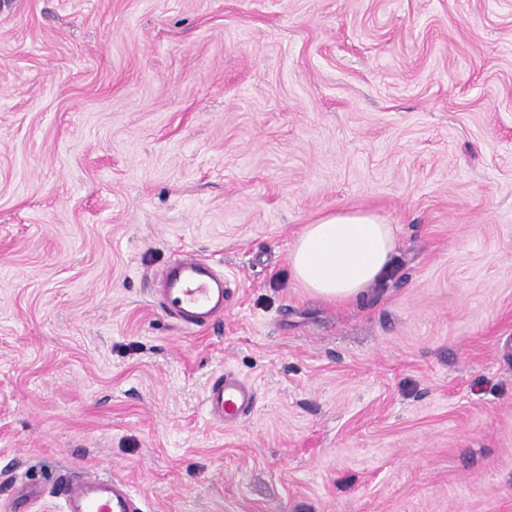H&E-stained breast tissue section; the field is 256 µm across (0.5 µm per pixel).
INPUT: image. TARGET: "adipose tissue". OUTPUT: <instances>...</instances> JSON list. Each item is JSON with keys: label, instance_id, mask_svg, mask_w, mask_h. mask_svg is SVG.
Instances as JSON below:
<instances>
[{"label": "adipose tissue", "instance_id": "1", "mask_svg": "<svg viewBox=\"0 0 512 512\" xmlns=\"http://www.w3.org/2000/svg\"><path fill=\"white\" fill-rule=\"evenodd\" d=\"M393 230L369 213L338 212L304 225L291 252L294 278L313 294L353 302L391 272Z\"/></svg>", "mask_w": 512, "mask_h": 512}]
</instances>
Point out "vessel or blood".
Segmentation results:
<instances>
[{
    "instance_id": "obj_1",
    "label": "vessel or blood",
    "mask_w": 512,
    "mask_h": 512,
    "mask_svg": "<svg viewBox=\"0 0 512 512\" xmlns=\"http://www.w3.org/2000/svg\"><path fill=\"white\" fill-rule=\"evenodd\" d=\"M161 293L166 310L190 332L206 329L224 313L223 275L209 261L190 253L166 267ZM255 399L251 385L228 373L212 380L204 396L210 418L224 425L235 424L251 412ZM59 491L63 512H141L128 487L109 477L65 479Z\"/></svg>"
}]
</instances>
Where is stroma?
Here are the masks:
<instances>
[{"mask_svg": "<svg viewBox=\"0 0 512 512\" xmlns=\"http://www.w3.org/2000/svg\"><path fill=\"white\" fill-rule=\"evenodd\" d=\"M339 211L395 241L345 304L290 266ZM184 251L227 280L195 334ZM89 472L144 512H512V0H0V512ZM161 294L166 310L174 313L188 332L204 330L224 315V274L191 253H182L166 267ZM255 399L251 385L228 373L212 380L204 396L210 418L224 425L235 424L251 412Z\"/></svg>", "mask_w": 512, "mask_h": 512, "instance_id": "stroma-1", "label": "stroma"}]
</instances>
